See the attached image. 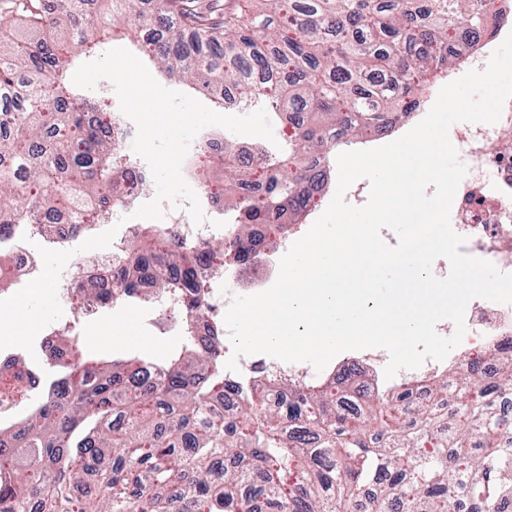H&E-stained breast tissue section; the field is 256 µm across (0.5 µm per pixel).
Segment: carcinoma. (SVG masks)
Wrapping results in <instances>:
<instances>
[{"mask_svg": "<svg viewBox=\"0 0 512 512\" xmlns=\"http://www.w3.org/2000/svg\"><path fill=\"white\" fill-rule=\"evenodd\" d=\"M193 0H26L0 23V243L27 224L40 234L61 222L69 233L108 219L113 174L133 163L122 143L92 124L112 105L67 82L71 53L135 19L153 31L143 52L197 91L232 85L242 109L261 107L288 123L286 146L257 147L259 188L231 208L243 243L256 224L293 219L313 204L307 183L341 139L392 128L420 108L431 79L448 72L460 47L489 30L493 0H265L251 11L217 12ZM32 34L24 46L14 30ZM209 178L248 181L252 163L224 143ZM245 263L250 250L226 238L172 248L157 228L135 231L112 261L115 300L155 274L160 290L189 316L186 345L162 364L106 361L61 332L58 377L29 403L19 365L3 404L25 406L20 423L0 420V512H512V438L497 401L512 396V353H492L493 376L466 362L457 393L437 408L377 390L353 413L339 410L356 391L290 387L257 369L224 372V328L208 343L192 335L207 315L196 275L207 256ZM237 414L218 412L224 399Z\"/></svg>", "mask_w": 512, "mask_h": 512, "instance_id": "cac0c4a2", "label": "carcinoma"}]
</instances>
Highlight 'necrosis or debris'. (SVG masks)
<instances>
[{
	"label": "necrosis or debris",
	"instance_id": "1",
	"mask_svg": "<svg viewBox=\"0 0 512 512\" xmlns=\"http://www.w3.org/2000/svg\"><path fill=\"white\" fill-rule=\"evenodd\" d=\"M469 156L471 165L459 184L452 203V227L465 237L462 253L489 261L505 273H512V99L503 106L496 123H469L456 137ZM151 171L145 160H138L131 171L119 173L112 203L113 217H120L128 206L138 203ZM203 223H194L186 207L167 210L160 230L178 244L203 245L224 227L218 224L213 208L203 210ZM85 275L97 287L86 295L76 315L95 318L112 301V286L104 275L106 260L97 251L81 256ZM276 259L254 263L241 273L235 263L224 266L226 286L251 295L264 291L278 274ZM466 335L463 343L472 359L484 360L487 353L512 343V305L485 299L472 300L465 312Z\"/></svg>",
	"mask_w": 512,
	"mask_h": 512
}]
</instances>
